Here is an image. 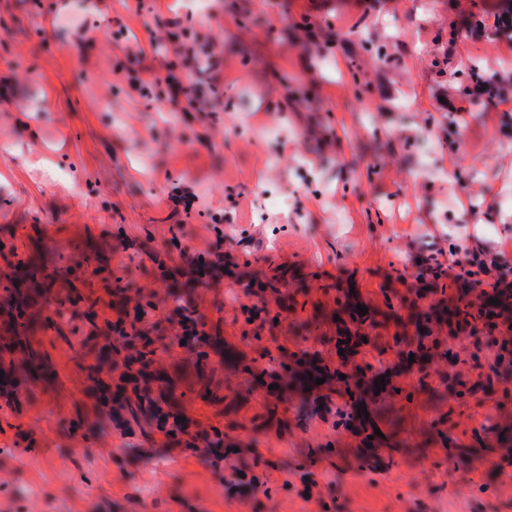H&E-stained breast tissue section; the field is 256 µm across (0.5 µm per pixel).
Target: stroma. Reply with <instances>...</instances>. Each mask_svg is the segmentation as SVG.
<instances>
[{
  "label": "stroma",
  "mask_w": 512,
  "mask_h": 512,
  "mask_svg": "<svg viewBox=\"0 0 512 512\" xmlns=\"http://www.w3.org/2000/svg\"><path fill=\"white\" fill-rule=\"evenodd\" d=\"M493 2L211 0L200 15L184 0L140 12L133 0H0V285L29 257L55 296L89 293L96 313L32 331L16 355L18 403L0 399V512H318L296 496L307 472L325 473L330 512H512L502 386L457 399L387 352L397 390L373 401L372 438L343 424L344 400L323 415L293 361L311 337L335 359L338 291L396 306L421 288L419 260L512 240L508 117L482 97L458 109L459 70L512 75V43L488 34ZM172 17L193 60L153 37ZM212 55L208 112L169 111L166 88L149 101L128 78L170 64L182 75ZM217 242L226 272L193 297L224 346L204 381L193 350L161 357L195 429L221 431L240 465L268 453L279 466L244 509L223 472L165 447L148 422L122 431L78 352L121 316L117 288L169 296L159 254ZM277 274L289 311L261 331L238 308L241 285ZM266 348L292 360L275 406L248 371L267 367Z\"/></svg>",
  "instance_id": "stroma-1"
}]
</instances>
